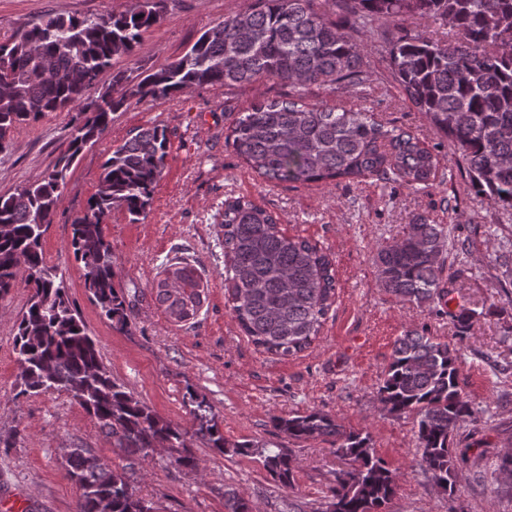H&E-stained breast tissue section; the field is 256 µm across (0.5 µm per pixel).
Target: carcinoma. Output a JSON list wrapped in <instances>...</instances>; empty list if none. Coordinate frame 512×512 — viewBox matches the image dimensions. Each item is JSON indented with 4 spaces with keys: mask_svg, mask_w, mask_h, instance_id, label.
<instances>
[{
    "mask_svg": "<svg viewBox=\"0 0 512 512\" xmlns=\"http://www.w3.org/2000/svg\"><path fill=\"white\" fill-rule=\"evenodd\" d=\"M166 0H131L108 17L44 14L0 41V154L9 153L15 130L49 112L75 111L66 152L40 179L0 195V295L15 287L21 268L31 289L14 347L19 394L65 393L133 458L117 469L87 448L67 458L79 498L76 512H144L153 505L136 494L135 461L155 448H182L174 462L199 467L185 434L112 379L96 344L54 267L46 264L42 237L52 223L74 161L108 130L128 101L154 100L195 87L248 85L277 79L301 90L311 85L365 86L363 48L344 32L374 33L381 22L408 16L422 30L390 44L391 64L407 99L437 132L450 138L479 197L512 209V0H253L204 31L176 61L138 74L112 72V84L85 104L102 73L120 56L132 57L143 34L157 24ZM225 142L267 183H319L368 176L391 178L413 190L436 179L439 156L413 132L389 126L375 113L304 106L300 101L252 105L229 127ZM169 149L166 129L141 127L112 149L97 192L72 222L71 247L83 265L90 300L119 328L129 325L116 288L112 248L103 224L115 208L138 219L150 206ZM224 288L242 332L264 352L295 357L320 336L336 297L329 254L301 236H288L273 213L243 197L224 199ZM458 250L442 224L420 217L399 239L378 246L374 265L384 290L402 302L444 311L454 277H444L448 254ZM156 301L169 319H194L203 303L201 271L182 260L156 281ZM477 312L449 313L459 333L469 332ZM196 434L225 454L257 453L264 468L294 489L296 459L288 449L249 442L229 444L213 407L188 392ZM382 410L412 418L427 481L449 497L456 492L467 451L454 448L460 424L475 415L459 381L458 349L416 330L393 344L377 391ZM297 441L334 446L349 468L336 472L325 504L288 503L289 512H385L396 496L399 471L376 453L368 432L348 429L320 410L272 419ZM225 512H252L249 501L224 492Z\"/></svg>",
    "mask_w": 512,
    "mask_h": 512,
    "instance_id": "cac0c4a2",
    "label": "carcinoma"
}]
</instances>
